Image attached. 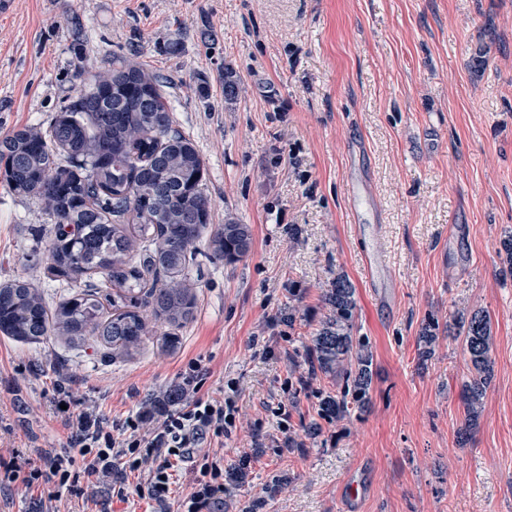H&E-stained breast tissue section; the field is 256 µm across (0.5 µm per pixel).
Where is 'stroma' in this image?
I'll list each match as a JSON object with an SVG mask.
<instances>
[{
	"label": "stroma",
	"instance_id": "stroma-1",
	"mask_svg": "<svg viewBox=\"0 0 512 512\" xmlns=\"http://www.w3.org/2000/svg\"><path fill=\"white\" fill-rule=\"evenodd\" d=\"M11 2L0 16V135L47 128L83 66L137 44L205 163L214 223L232 214L253 246L232 266L200 247L194 318L175 352L154 336L125 358L0 333V464L68 447L59 404L117 428L198 359L201 395L222 398L231 383L240 394L220 512H347L340 493L352 481L370 489L356 512H512V268L497 255L512 233V0ZM173 41L179 52L165 53ZM228 66L242 87L229 107ZM358 174L374 194L359 211ZM53 227L39 202L0 186V281L32 278L51 306L84 287L47 271ZM377 240L392 276L380 292L364 265ZM339 273L356 290L354 333L371 340L372 404L323 423L301 452L288 440L336 382L321 374L298 393L290 371ZM474 308L491 317L494 378L463 443L461 348L440 337L422 368L419 336ZM276 479L281 491L266 494ZM116 481L127 501L113 499ZM144 486L143 473L116 465L58 508L158 512Z\"/></svg>",
	"mask_w": 512,
	"mask_h": 512
}]
</instances>
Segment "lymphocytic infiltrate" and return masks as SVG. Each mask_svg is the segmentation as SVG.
Listing matches in <instances>:
<instances>
[{
    "label": "lymphocytic infiltrate",
    "instance_id": "1",
    "mask_svg": "<svg viewBox=\"0 0 512 512\" xmlns=\"http://www.w3.org/2000/svg\"><path fill=\"white\" fill-rule=\"evenodd\" d=\"M203 367L200 361L190 362L182 376L185 389L192 398L182 407L165 412L161 426L149 436L143 435L141 425L144 413L129 416L119 432L107 429L102 421L81 413L69 416L73 429L71 447L47 448L37 451L35 457L22 455L0 471V481L21 483L25 488L51 484L59 490H73L76 478L94 482L106 475L113 461H120L131 471L140 470L147 460H155L146 484L151 498L164 504L170 480L172 461L191 458L200 478L195 490L185 502L186 512H201L224 492V457L217 453L190 456L191 443L205 438H221L235 423L236 388H229L223 399L204 398L199 394ZM81 471H74V464Z\"/></svg>",
    "mask_w": 512,
    "mask_h": 512
}]
</instances>
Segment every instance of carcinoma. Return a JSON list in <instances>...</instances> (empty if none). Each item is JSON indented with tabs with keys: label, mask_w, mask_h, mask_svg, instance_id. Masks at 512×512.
Segmentation results:
<instances>
[{
	"label": "carcinoma",
	"mask_w": 512,
	"mask_h": 512,
	"mask_svg": "<svg viewBox=\"0 0 512 512\" xmlns=\"http://www.w3.org/2000/svg\"><path fill=\"white\" fill-rule=\"evenodd\" d=\"M81 86L49 128L22 127L0 137V180L17 195L37 199L55 221L47 249L56 276L99 274L116 291L85 289L50 309L31 279L0 283V331L22 341L55 334L74 346L86 342L135 355L156 325L166 328L160 349L174 351L177 331L194 313L197 244L205 229L210 256L234 265L252 246L248 224L233 216L211 225L205 164L192 140L175 126L162 78L144 68L137 53L81 71ZM224 101L238 96L236 73L224 68ZM327 310L304 346L306 370H292L306 391L318 374L336 379V394L319 392L318 419L302 424L305 436L322 431L319 420L342 421L371 404L373 352L353 335L355 288L342 273L321 294ZM469 376L460 386L465 423L461 439L478 425L494 376L492 322L482 309L451 315ZM440 325L420 336V365L432 357Z\"/></svg>",
	"instance_id": "carcinoma-1"
}]
</instances>
